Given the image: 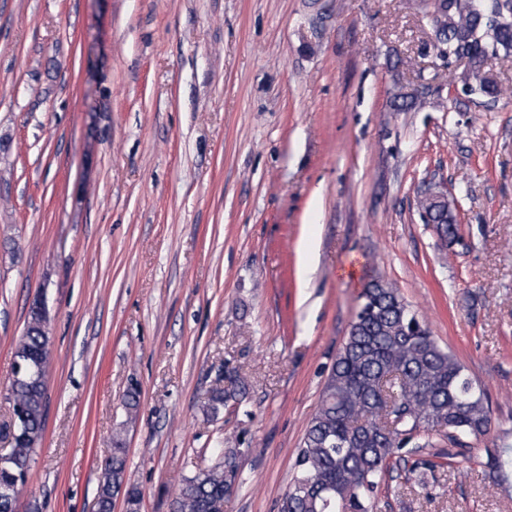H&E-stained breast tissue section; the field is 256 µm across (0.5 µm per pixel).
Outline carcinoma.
Segmentation results:
<instances>
[{
    "label": "carcinoma",
    "mask_w": 512,
    "mask_h": 512,
    "mask_svg": "<svg viewBox=\"0 0 512 512\" xmlns=\"http://www.w3.org/2000/svg\"><path fill=\"white\" fill-rule=\"evenodd\" d=\"M433 48L443 58L466 59L468 67L449 76L464 94L495 102L507 93L487 77L485 62L512 54V0H424ZM424 223L434 222L445 246L458 241L454 200L439 205L429 197L417 200ZM49 336L42 316L30 310L25 332L15 350L23 373L11 383L13 418L10 458L0 461V512H18V498L7 492L25 484L33 446L44 431L45 376ZM247 385L237 379L228 388L212 390L206 413L215 415L229 401L241 402ZM491 413L484 393L463 366L441 347L429 329L418 324L398 288L372 274L359 293V307L322 389L321 399L299 448L295 475L282 498L280 512H373L375 493L399 464L407 480L424 468L444 466L466 475L472 456L467 440L484 436ZM459 450L447 462L409 460L406 448L434 445L433 439ZM112 455L104 464L98 488V512H112L123 496L126 512H139L141 493L125 482L126 454L120 434L113 435ZM218 459L209 470L183 480L173 512H218L230 487L227 461L237 449L221 442L212 448ZM497 485L512 479V444L486 452L480 462Z\"/></svg>",
    "instance_id": "carcinoma-1"
}]
</instances>
